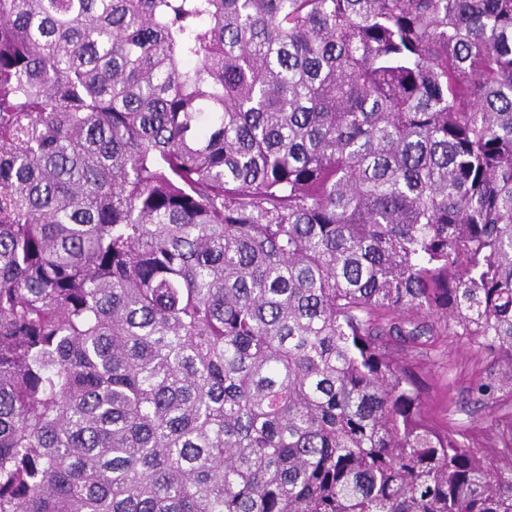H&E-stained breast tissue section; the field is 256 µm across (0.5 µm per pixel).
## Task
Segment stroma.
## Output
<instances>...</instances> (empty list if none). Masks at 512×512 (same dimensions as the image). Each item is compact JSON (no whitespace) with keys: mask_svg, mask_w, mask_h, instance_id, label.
Returning <instances> with one entry per match:
<instances>
[{"mask_svg":"<svg viewBox=\"0 0 512 512\" xmlns=\"http://www.w3.org/2000/svg\"><path fill=\"white\" fill-rule=\"evenodd\" d=\"M495 360L489 350L453 338L438 339L430 354L413 356L426 376L428 413L440 428L466 433L478 442L496 436L501 421L512 416V398L498 395L489 400L476 392Z\"/></svg>","mask_w":512,"mask_h":512,"instance_id":"1","label":"stroma"}]
</instances>
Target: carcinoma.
Listing matches in <instances>:
<instances>
[{"label":"carcinoma","mask_w":512,"mask_h":512,"mask_svg":"<svg viewBox=\"0 0 512 512\" xmlns=\"http://www.w3.org/2000/svg\"><path fill=\"white\" fill-rule=\"evenodd\" d=\"M425 336L512 395V0H0V512H512ZM426 357L415 354L414 366L422 368L429 415L449 433L464 432L477 442L494 438L501 420L512 416V399L497 395L493 400L476 393V385L493 366L496 355L470 345L464 339L441 337Z\"/></svg>","instance_id":"cac0c4a2"}]
</instances>
